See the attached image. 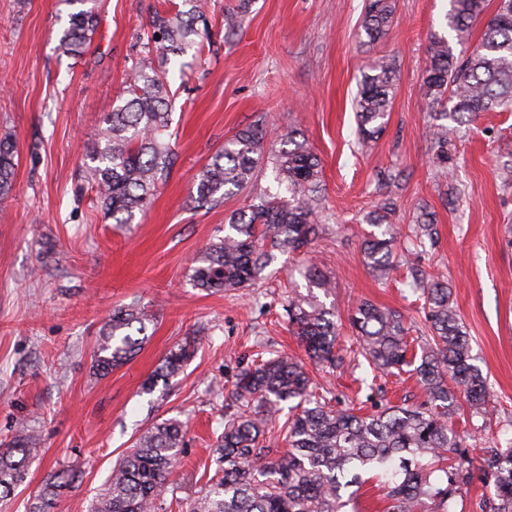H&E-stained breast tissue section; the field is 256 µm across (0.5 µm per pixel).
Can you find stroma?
<instances>
[{
    "label": "stroma",
    "mask_w": 512,
    "mask_h": 512,
    "mask_svg": "<svg viewBox=\"0 0 512 512\" xmlns=\"http://www.w3.org/2000/svg\"><path fill=\"white\" fill-rule=\"evenodd\" d=\"M157 4L104 0L89 52L74 59L56 49L71 10L66 0H0V135L12 134L18 152L12 197L0 210V444L21 422L38 435L29 475L0 512H26L47 475L67 467L80 478L58 512H86L117 458L161 419L187 424L178 479L206 481L227 409L210 396V383L232 391L261 342L302 353L283 308L288 292L334 306L342 342L352 340L348 319L367 299L403 313L409 340L419 343L427 321L405 284L412 267L451 287L488 378L485 429H472L468 415L453 418L481 468L484 448L512 439V183L499 177L500 165L512 161V112L480 113L450 136L447 168L433 163L422 84L429 38L442 33L448 0H397L389 34L374 42L358 35L364 0H211L213 52L169 65L176 165L145 213L120 227L104 216L85 177L83 143L123 94ZM240 4L242 26L226 35L224 13ZM380 57L396 70L392 107L383 133L362 146L355 96L366 64ZM258 120L300 129L320 157L326 230L308 254L276 253L262 283L209 294L188 282L189 267L223 235L231 213L278 186L264 170L251 191L199 210L195 179ZM393 170L406 179L391 191L381 176ZM453 183L461 188L455 196ZM388 192L399 229L418 205L435 212L437 242L381 282L361 244L368 213ZM310 262L334 283L331 294L304 277ZM134 301L154 314L145 341L125 365L93 376L103 325L114 307ZM186 343L196 350L184 371L145 393L143 382ZM314 379L367 413L426 400L414 373L376 377L363 360Z\"/></svg>",
    "instance_id": "1"
}]
</instances>
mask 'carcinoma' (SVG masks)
<instances>
[{
    "instance_id": "cac0c4a2",
    "label": "carcinoma",
    "mask_w": 512,
    "mask_h": 512,
    "mask_svg": "<svg viewBox=\"0 0 512 512\" xmlns=\"http://www.w3.org/2000/svg\"><path fill=\"white\" fill-rule=\"evenodd\" d=\"M79 8L68 14L59 49L79 56L98 27L101 0H68ZM176 13L154 9L149 20L145 54L133 63L126 97L106 113L94 138L84 146L90 162L86 173L104 214L118 225L131 224L170 175L176 157L170 143V116L175 97L168 72L155 68L163 61L192 50L204 51L208 0H181ZM485 10V0H449L443 17L456 37L467 35ZM394 16L393 0H366L360 31L370 41L388 33ZM160 39H155V35ZM423 96L430 110L453 103L437 114L433 151L439 163L448 162V133L481 112H512V0H499L487 20L479 44L460 61L448 39L434 34L428 47ZM396 74L384 59L366 66L356 94L357 135L366 144L380 136L390 112ZM455 126L450 127L446 120ZM272 170L284 196L266 198L230 215L224 237L202 250L189 273L192 285L217 293L249 287L264 278L273 255L266 246L295 253L308 248L323 232L319 194L321 161L300 130L268 134L264 123L238 131L198 176L194 208L213 209L225 197L241 192L263 167ZM15 143L0 137V202L13 190ZM395 203H377L369 222L379 230L363 242L367 268L385 280L402 255L398 231L387 219ZM436 228L422 212L409 225L407 247L434 244ZM411 287L425 301L431 342L407 359L409 343L402 313L370 301L358 304L350 317L359 347H336L338 323L333 310L306 296L288 297V326L310 362L325 373L341 371L364 358L372 371L389 372L412 366L427 397L426 405H386L371 414L331 405L317 392L305 361L273 353L246 367L234 386L236 412L224 417L216 437L215 473L196 490L180 497L183 483L172 478L184 444L177 419L150 426L112 467L90 512H344L358 490L373 475L387 501L386 512H455L458 496L474 478L463 441L449 424L457 410V394L465 397L470 417L489 411L486 379L473 364L472 349L448 285L428 281L412 272ZM152 322L145 307L132 303L112 311L101 330L92 360L101 376L124 365L140 349ZM188 347L170 352L144 384L152 391L158 381L177 376L188 361ZM289 413L281 426L286 448L264 444L265 428ZM35 435L21 426L8 447L0 450V499L25 482L32 461ZM453 455L447 467L434 463ZM483 476L490 487L485 512H512V441L484 449ZM76 470L50 474L28 504L27 512H55L61 491L71 486ZM348 498H343V495Z\"/></svg>"
}]
</instances>
